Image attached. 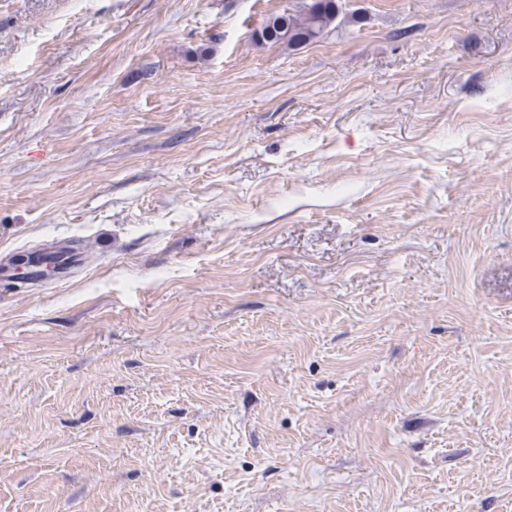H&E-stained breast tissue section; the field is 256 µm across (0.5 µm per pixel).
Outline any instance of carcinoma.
I'll return each instance as SVG.
<instances>
[{
    "label": "carcinoma",
    "instance_id": "obj_1",
    "mask_svg": "<svg viewBox=\"0 0 512 512\" xmlns=\"http://www.w3.org/2000/svg\"><path fill=\"white\" fill-rule=\"evenodd\" d=\"M341 5L339 0H306L303 5L283 15H274L275 20L286 19L288 33L280 34L277 28L265 27L261 33V40L296 47L312 43L321 38L333 23H335Z\"/></svg>",
    "mask_w": 512,
    "mask_h": 512
}]
</instances>
